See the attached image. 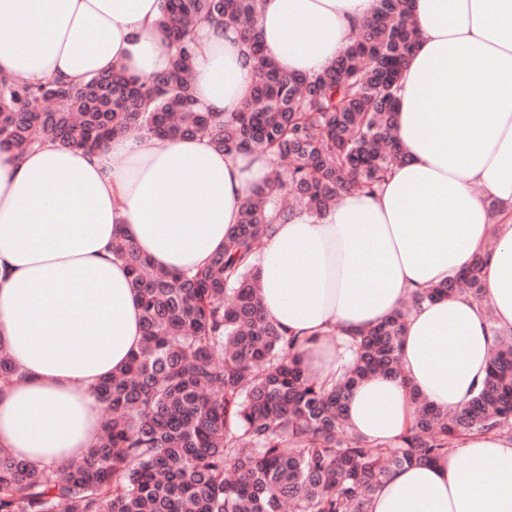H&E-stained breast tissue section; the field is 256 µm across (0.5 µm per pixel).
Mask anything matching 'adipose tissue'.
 Returning <instances> with one entry per match:
<instances>
[{
    "label": "adipose tissue",
    "instance_id": "1",
    "mask_svg": "<svg viewBox=\"0 0 512 512\" xmlns=\"http://www.w3.org/2000/svg\"><path fill=\"white\" fill-rule=\"evenodd\" d=\"M162 0H0V74L83 82L120 68L166 70ZM375 0H257L258 38L287 73L344 53ZM416 47L403 72L397 134L406 159L375 194H345L324 216L276 223L258 275L264 313L332 381L353 336L414 290L485 256L484 302L416 308L402 377L376 375L348 404L355 432L397 442L411 392L452 409L480 387L493 329H512V0H413ZM192 62L205 112L242 111L253 67L234 26L201 23ZM270 156L208 138L119 137L97 153L55 142L0 152V343L24 373L0 389V446L43 468L83 455L102 432L96 388L142 344L140 309L112 243L190 272L224 246ZM494 323H487L485 309ZM371 512H512V444L471 436L426 466L391 471Z\"/></svg>",
    "mask_w": 512,
    "mask_h": 512
}]
</instances>
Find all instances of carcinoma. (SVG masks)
<instances>
[{
  "instance_id": "carcinoma-1",
  "label": "carcinoma",
  "mask_w": 512,
  "mask_h": 512,
  "mask_svg": "<svg viewBox=\"0 0 512 512\" xmlns=\"http://www.w3.org/2000/svg\"><path fill=\"white\" fill-rule=\"evenodd\" d=\"M256 0H163L169 68H121L79 85L0 75V150L20 157L46 140L95 152L116 136L207 137L228 154L271 151L288 165L245 200L224 248L189 273L153 266L128 239L112 244L141 303L143 344L96 388L107 419L96 447L37 468L0 447V512H369L394 468L421 465L470 435L512 442V337L494 332L490 366L461 406L413 394L415 418L395 444L365 442L347 422L354 388L401 374L410 312L463 294L484 305V256L414 291L360 333L328 388L302 365L294 339L263 313L254 259L275 220L322 216L343 195L374 193L400 163L395 109L416 32L411 0H376L346 53L312 75L282 73L254 31ZM200 20L232 23L254 62L245 108L195 106L187 38ZM23 381L0 344V385Z\"/></svg>"
}]
</instances>
